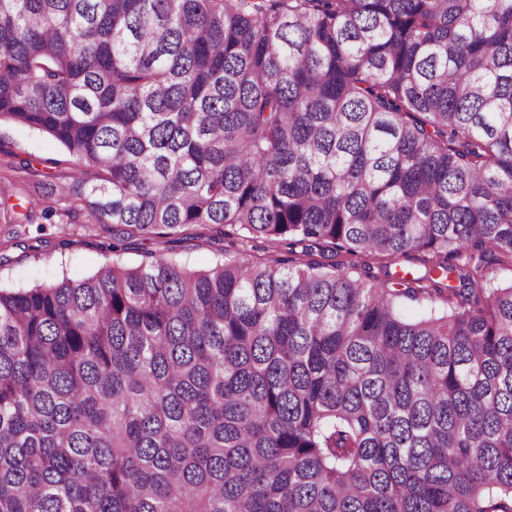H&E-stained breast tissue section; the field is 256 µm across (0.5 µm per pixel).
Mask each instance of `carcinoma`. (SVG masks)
<instances>
[{
	"instance_id": "cac0c4a2",
	"label": "carcinoma",
	"mask_w": 512,
	"mask_h": 512,
	"mask_svg": "<svg viewBox=\"0 0 512 512\" xmlns=\"http://www.w3.org/2000/svg\"><path fill=\"white\" fill-rule=\"evenodd\" d=\"M2 122L112 260L0 288V512H512V0H0ZM0 171L4 175L7 162L19 165L21 160L44 157H61V148L46 136L20 129L11 124L0 126ZM8 152V155L6 154ZM201 230L189 229L183 233L184 241L180 244H176V250L174 255L176 258L194 269H203L217 260L221 259L218 249L220 245L211 244L209 237L211 233L205 231L203 236H199ZM164 239H138L132 242L128 250L122 253L123 260L130 265H137L144 260L147 252L170 253L167 251L173 244H165Z\"/></svg>"
}]
</instances>
